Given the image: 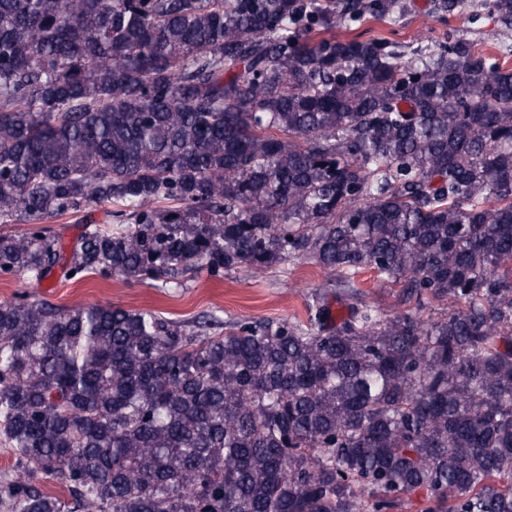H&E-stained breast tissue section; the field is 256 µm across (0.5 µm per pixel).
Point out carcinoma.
<instances>
[{
    "instance_id": "cac0c4a2",
    "label": "carcinoma",
    "mask_w": 512,
    "mask_h": 512,
    "mask_svg": "<svg viewBox=\"0 0 512 512\" xmlns=\"http://www.w3.org/2000/svg\"><path fill=\"white\" fill-rule=\"evenodd\" d=\"M403 10L0 0V224L30 225L0 275L337 276L306 325L0 302L6 512H512V68L334 35ZM92 204L116 226L69 254L39 226ZM366 267L404 310L359 298Z\"/></svg>"
}]
</instances>
